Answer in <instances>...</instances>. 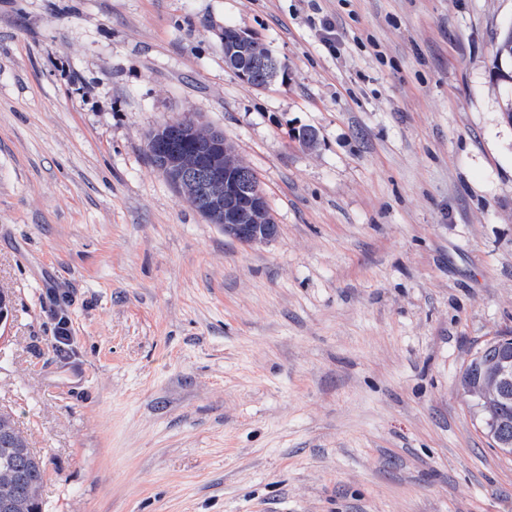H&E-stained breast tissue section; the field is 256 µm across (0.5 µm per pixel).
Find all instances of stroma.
I'll return each mask as SVG.
<instances>
[{
	"label": "stroma",
	"mask_w": 512,
	"mask_h": 512,
	"mask_svg": "<svg viewBox=\"0 0 512 512\" xmlns=\"http://www.w3.org/2000/svg\"><path fill=\"white\" fill-rule=\"evenodd\" d=\"M511 25L512 0H0V409L43 512H512L455 393L512 336ZM228 26L287 78L240 80ZM188 113L275 240L151 163ZM494 76L512 86V25L507 27L495 47ZM208 165L211 171L210 197L211 203L203 215L211 224H216L224 231V236L237 240L246 245L265 244L274 240L279 234L278 224L274 221L265 223L267 217L266 196L260 187L257 177L239 157L236 150L224 138V150L210 155ZM235 170L236 183L240 195L247 196L239 204L227 205L234 199L236 188L232 180ZM242 210L248 211L252 224H240Z\"/></svg>",
	"instance_id": "1"
}]
</instances>
